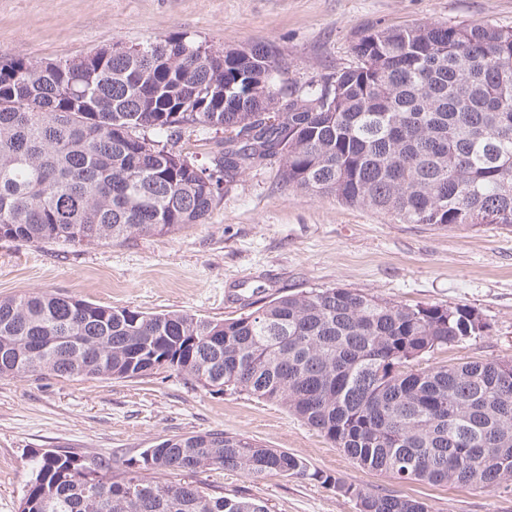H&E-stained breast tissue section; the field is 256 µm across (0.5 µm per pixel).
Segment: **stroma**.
Instances as JSON below:
<instances>
[{"mask_svg": "<svg viewBox=\"0 0 512 512\" xmlns=\"http://www.w3.org/2000/svg\"><path fill=\"white\" fill-rule=\"evenodd\" d=\"M415 21L512 28V0H0V61L72 60L184 34L223 47L273 44L284 84L301 87L353 65L364 27ZM332 287L480 315L481 335L435 351L424 365L512 360V226L403 224L284 186L275 157L228 185L205 224L113 243L0 240V298L49 293L220 321L284 294ZM216 430L346 482L418 499L428 512H512V489L398 481L361 468L279 404L211 393L162 371L132 380L0 378V512H19L36 451L93 454L117 472L161 439ZM181 479L261 500L268 512H358L342 493L296 477L253 481L211 469Z\"/></svg>", "mask_w": 512, "mask_h": 512, "instance_id": "stroma-1", "label": "stroma"}]
</instances>
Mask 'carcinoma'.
I'll use <instances>...</instances> for the list:
<instances>
[{"label": "carcinoma", "instance_id": "obj_1", "mask_svg": "<svg viewBox=\"0 0 512 512\" xmlns=\"http://www.w3.org/2000/svg\"><path fill=\"white\" fill-rule=\"evenodd\" d=\"M355 64L284 88L266 44L173 35L76 60L0 62V239L115 242L203 224L229 184L279 157L282 182L404 224H512V29L365 28ZM223 132L209 164L168 148ZM467 307L345 288L274 298L237 317L145 313L47 293L0 298V378L135 379L177 372L213 392L285 406L360 466L401 482L512 486V382L503 362L417 368L482 333ZM19 512H267L170 474L296 476L358 512H428L239 435L166 438L114 473L97 456H31Z\"/></svg>", "mask_w": 512, "mask_h": 512}]
</instances>
